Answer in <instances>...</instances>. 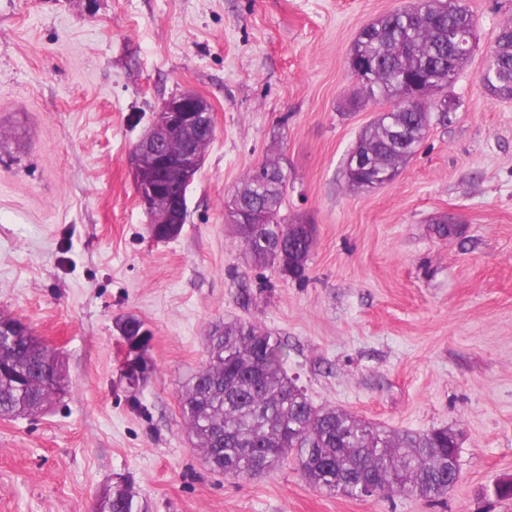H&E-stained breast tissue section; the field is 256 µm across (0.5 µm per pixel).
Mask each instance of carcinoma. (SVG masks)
Listing matches in <instances>:
<instances>
[{"mask_svg": "<svg viewBox=\"0 0 512 512\" xmlns=\"http://www.w3.org/2000/svg\"><path fill=\"white\" fill-rule=\"evenodd\" d=\"M473 16L458 0L409 6L374 19L359 32L348 56L350 76L364 100L393 103L358 133L354 150L367 157L370 170L346 166L348 184L368 191L393 181L400 167L419 149L432 120L448 118L437 109V93L452 84L469 59L460 52L448 63V33L470 42ZM432 75L427 96L410 108L398 100L397 81ZM485 90L512 98V28L501 30L487 65ZM285 176L276 162L250 169L234 200L237 233L250 260L275 266L294 279L305 276L316 234L315 225L297 233L280 211ZM258 213L257 226L240 219ZM285 342L245 321L215 325L207 336L206 359L179 396L181 414L194 445L216 471L234 478H256L292 459L304 479L327 495L363 498L359 482L380 478L376 493L435 501L456 478L448 475L455 452L450 428L389 430L336 408H316L284 369ZM9 367L19 381L0 372V419L33 416L64 391L42 380L46 371L64 382L66 363L32 332L0 335V368ZM95 512H148L134 484L122 480L97 495Z\"/></svg>", "mask_w": 512, "mask_h": 512, "instance_id": "carcinoma-1", "label": "carcinoma"}]
</instances>
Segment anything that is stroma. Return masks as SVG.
Wrapping results in <instances>:
<instances>
[{"instance_id":"1","label":"stroma","mask_w":512,"mask_h":512,"mask_svg":"<svg viewBox=\"0 0 512 512\" xmlns=\"http://www.w3.org/2000/svg\"><path fill=\"white\" fill-rule=\"evenodd\" d=\"M410 0H0V312L67 361L46 413L0 419V512H94L113 475L152 512H512V100L479 76L512 0H459L474 50L454 106L389 184L349 187L359 130L350 48ZM211 104L215 132L179 236L159 241L126 158L161 102ZM278 160L281 215L316 227L304 280L247 262L230 211L248 170ZM453 218L464 232L439 237ZM151 331L138 398L119 381L117 316ZM288 343L315 406L394 430L459 434L460 479L437 502L329 496L287 461L210 470L179 405L212 324Z\"/></svg>"}]
</instances>
